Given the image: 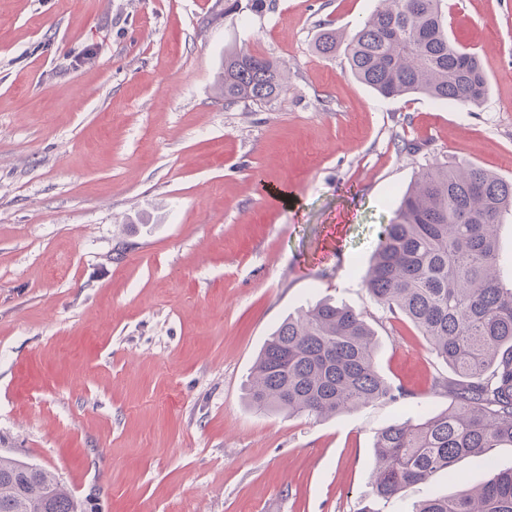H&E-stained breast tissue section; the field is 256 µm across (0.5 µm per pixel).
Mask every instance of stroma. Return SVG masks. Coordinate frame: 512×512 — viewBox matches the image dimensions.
I'll list each match as a JSON object with an SVG mask.
<instances>
[{
  "label": "stroma",
  "mask_w": 512,
  "mask_h": 512,
  "mask_svg": "<svg viewBox=\"0 0 512 512\" xmlns=\"http://www.w3.org/2000/svg\"><path fill=\"white\" fill-rule=\"evenodd\" d=\"M265 2L225 18L217 0H0V452L88 512H357L378 433L448 406L447 366L363 275L433 159L512 179V0H447L489 79L475 108L382 97L344 50L315 52L324 24L350 39L379 0ZM235 47L286 64L277 102L225 106ZM323 297L367 314L408 398L255 412L260 349ZM455 469L464 484L435 474L383 512L488 477Z\"/></svg>",
  "instance_id": "1"
}]
</instances>
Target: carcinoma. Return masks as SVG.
Here are the masks:
<instances>
[{
  "label": "carcinoma",
  "instance_id": "1",
  "mask_svg": "<svg viewBox=\"0 0 512 512\" xmlns=\"http://www.w3.org/2000/svg\"><path fill=\"white\" fill-rule=\"evenodd\" d=\"M445 0H381L346 45L349 70L386 97L424 94L438 102L481 105L488 78L478 56L448 33ZM336 30L314 43L336 53ZM224 105L270 106L287 90L283 62L246 49L224 53L216 76ZM512 216V181L472 163L435 161L407 189L382 226L364 276L383 309L405 317L454 374L434 387L448 408L416 422L394 423L374 444L372 500L377 502L473 457L489 471L475 493L465 491L416 504L412 512H512V468L498 470L489 448L512 446V287L498 228ZM375 331L365 316L328 300L302 308L276 328L248 380L250 405L260 412L310 418L351 412L405 396L380 374ZM0 512H86L51 471H28L0 455Z\"/></svg>",
  "mask_w": 512,
  "mask_h": 512
}]
</instances>
